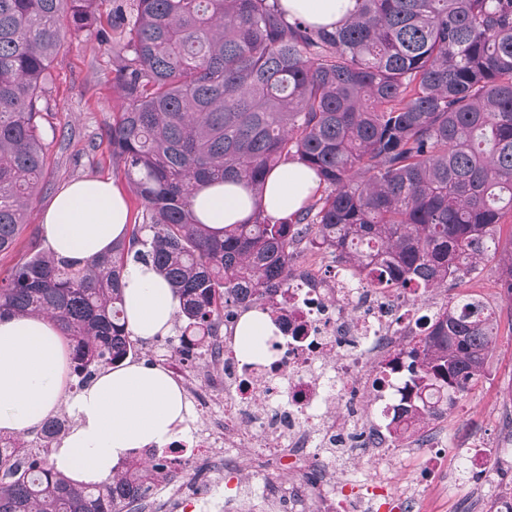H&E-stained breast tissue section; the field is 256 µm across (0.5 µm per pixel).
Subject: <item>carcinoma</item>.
<instances>
[{"mask_svg": "<svg viewBox=\"0 0 512 512\" xmlns=\"http://www.w3.org/2000/svg\"><path fill=\"white\" fill-rule=\"evenodd\" d=\"M0 0V252L25 226L47 166L39 101L66 32L119 48L124 108L107 136L142 211L83 264L38 245L0 273V317L48 316L80 388L134 348L121 280L152 264L179 300L181 353L214 336L224 302L285 288L319 249L380 285L427 294L494 258L512 295V0H357L328 28L279 0ZM314 171L320 195L273 222L257 209L215 230L193 192L215 181L262 193L281 164ZM496 320L473 298L448 304L403 351L413 396L392 421L437 419L482 375ZM0 447V512H140L162 469L129 461L78 485L23 436Z\"/></svg>", "mask_w": 512, "mask_h": 512, "instance_id": "1", "label": "carcinoma"}]
</instances>
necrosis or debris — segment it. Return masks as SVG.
Here are the masks:
<instances>
[{"instance_id":"4bbe7bcc","label":"necrosis or debris","mask_w":512,"mask_h":512,"mask_svg":"<svg viewBox=\"0 0 512 512\" xmlns=\"http://www.w3.org/2000/svg\"><path fill=\"white\" fill-rule=\"evenodd\" d=\"M414 287L385 288L344 266L294 267L288 287L259 308L272 327L268 355L239 358L234 328L247 308L224 311V334L196 361L168 343L163 367L184 386L199 420L170 443L180 479L149 498L159 512H415L418 492L394 490V437L372 414L407 397L402 351L419 332ZM377 461L358 485L338 472ZM289 479H280L281 469ZM235 491L218 497L224 481Z\"/></svg>"}]
</instances>
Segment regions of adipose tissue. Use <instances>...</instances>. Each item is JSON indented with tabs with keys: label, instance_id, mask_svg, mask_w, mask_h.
I'll return each instance as SVG.
<instances>
[{
	"label": "adipose tissue",
	"instance_id": "adipose-tissue-1",
	"mask_svg": "<svg viewBox=\"0 0 512 512\" xmlns=\"http://www.w3.org/2000/svg\"><path fill=\"white\" fill-rule=\"evenodd\" d=\"M287 16L314 25L343 20L355 0H281ZM318 187L315 173L298 162L274 169L262 196L235 184L214 183L196 191L192 209L214 228L244 223L254 210L270 220L298 209ZM129 222L124 194L114 184L83 178L61 190L42 224L56 255L88 260L107 252ZM123 308L133 336L149 341L167 335L178 302L167 282L146 265L129 263L123 278ZM268 324L256 311L236 326L239 352L257 359L267 352ZM66 349L49 317L0 318V430L33 429L60 401H67L75 426L53 450L55 468L78 483H97L112 475L133 450L161 448L172 441L189 416L179 385L162 369L140 364L104 371L78 391H67Z\"/></svg>",
	"mask_w": 512,
	"mask_h": 512
}]
</instances>
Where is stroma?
<instances>
[{"label":"stroma","instance_id":"obj_1","mask_svg":"<svg viewBox=\"0 0 512 512\" xmlns=\"http://www.w3.org/2000/svg\"><path fill=\"white\" fill-rule=\"evenodd\" d=\"M114 67L111 49L100 45L92 31L80 33L54 59L40 102V132L51 165L43 187L28 206L30 228H40L45 210L59 191L84 177L112 181L125 193L130 211L140 210L141 202L127 176L112 160L107 139L113 117L123 108L113 88ZM472 296L495 311L498 336L483 375L458 397L447 415L429 426L444 443L445 476L456 505L465 512H495L498 497H512V457L500 456L501 449L512 446V299L500 286L494 262H485L448 287L449 300ZM475 434L487 447L493 474L485 495L479 491L481 475L459 469L455 460L457 451ZM430 454L423 445L416 454H409L400 442L389 450L397 480L419 488L418 512H437L440 506L438 482L426 465Z\"/></svg>","mask_w":512,"mask_h":512}]
</instances>
